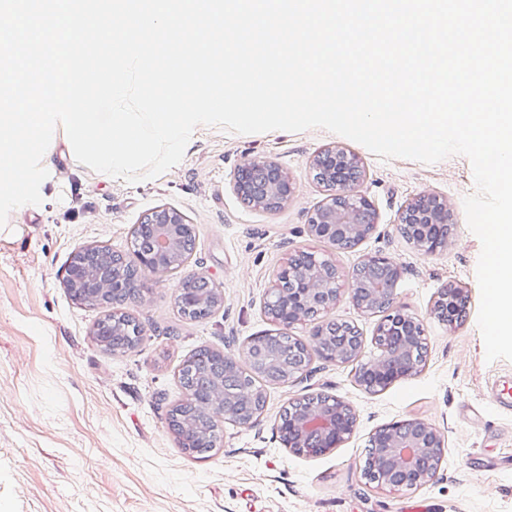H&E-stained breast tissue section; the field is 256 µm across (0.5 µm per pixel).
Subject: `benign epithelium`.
<instances>
[{
  "label": "benign epithelium",
  "instance_id": "7a95c632",
  "mask_svg": "<svg viewBox=\"0 0 512 512\" xmlns=\"http://www.w3.org/2000/svg\"><path fill=\"white\" fill-rule=\"evenodd\" d=\"M319 172V183L327 196L321 207L309 218L311 236L332 243L338 250H349L372 234L375 229L374 204L357 190L362 179L358 157L343 148H327L313 160ZM236 195L250 207L272 210L288 200L292 192L290 180L273 160L254 159L238 167L233 176ZM399 223L414 228L411 240L427 253L443 246L442 225L448 223V203L434 195H422L402 211ZM195 240L193 225L177 209L160 207L146 214L133 232V253L136 264L113 259L112 276L96 279L69 266L64 284L78 299H91L108 293L116 307L131 299L139 291L140 283L131 275V268L167 272L184 265L191 252L181 251L185 242ZM309 264L297 267L288 264L281 270L269 293L265 309L269 317L283 329H291L308 320V312L318 313L336 304L341 295L338 276L333 262L314 253L308 254ZM362 265L383 273L386 286L353 284L348 298L354 306L384 316L376 328L374 339L384 341L379 346L381 357L366 365L358 384L362 387H389L395 381L418 372L419 364L409 357L415 345L423 340V321L409 314L396 304V288L401 279V269L390 257L380 253L370 255ZM289 288L282 287L283 281ZM467 301L460 288L438 296L434 312L452 327L458 322L459 302ZM326 332L317 325L311 340L300 342L293 353V364L273 379L285 384L309 372L314 358L345 365L358 356L362 343H329ZM263 336H254L235 354H220L224 360L225 374L247 369H269L276 365L277 354L261 350ZM295 417L286 426H278L281 439L288 448H296L309 455L318 456L339 447L354 432L355 418L349 405L335 398L315 405H302L296 400ZM265 396L251 392L241 394L228 387L208 410V418L217 415L239 424L250 425L262 415ZM377 448L376 485L381 489L400 490L427 484L436 474L445 455V443L439 431L431 424L409 419L379 428L371 437Z\"/></svg>",
  "mask_w": 512,
  "mask_h": 512
}]
</instances>
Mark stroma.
Wrapping results in <instances>:
<instances>
[{
  "instance_id": "35a3bbf8",
  "label": "stroma",
  "mask_w": 512,
  "mask_h": 512,
  "mask_svg": "<svg viewBox=\"0 0 512 512\" xmlns=\"http://www.w3.org/2000/svg\"><path fill=\"white\" fill-rule=\"evenodd\" d=\"M330 147L358 156L365 171L359 190L376 209L372 234L345 251L307 232L326 196L312 159ZM255 157L276 161L293 185L275 210L245 207L233 190L235 170ZM42 165L49 176L41 204L11 212L0 227V512H512V411L488 398L495 381L512 378V361L487 362L477 326L481 243L463 206L476 191L466 157L383 160L323 129L241 135L201 125L178 165L138 183L80 164L63 133ZM424 193L447 198L452 224L447 246L432 253L398 230L401 210ZM163 206L193 225L191 260L146 274L141 299L123 307L141 324L142 341L106 352L93 337L103 309L73 300L63 282L70 254L104 246L131 256L134 227ZM298 250L329 255L345 288L368 255L399 264L397 303L425 329L419 372L372 393L350 366L313 360L299 380L264 384L266 406L256 423L224 421L206 457L185 452L166 420L183 397L184 361L201 346L221 352L226 342L240 346L276 332L264 302ZM195 271L224 298L200 321L185 318L176 300L180 282ZM451 285L467 295L452 328L432 312ZM326 317L359 329L362 362L379 356V314L344 295ZM311 394L341 398L356 416L353 436L318 456L285 447L277 430L283 409ZM406 419L440 431L444 460L424 486L377 489L363 475L369 440Z\"/></svg>"
}]
</instances>
